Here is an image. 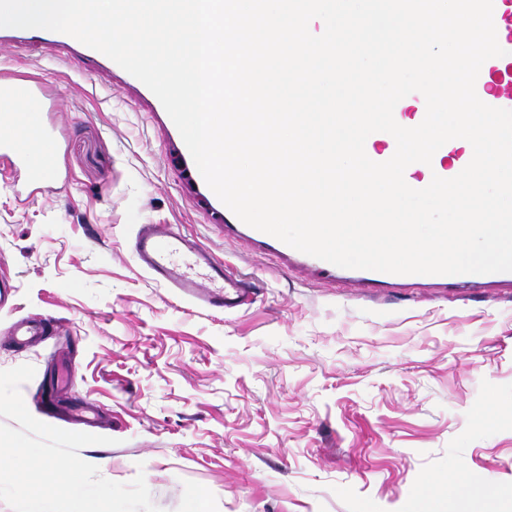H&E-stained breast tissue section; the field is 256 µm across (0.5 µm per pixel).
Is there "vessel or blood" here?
Wrapping results in <instances>:
<instances>
[{
    "instance_id": "vessel-or-blood-1",
    "label": "vessel or blood",
    "mask_w": 512,
    "mask_h": 512,
    "mask_svg": "<svg viewBox=\"0 0 512 512\" xmlns=\"http://www.w3.org/2000/svg\"><path fill=\"white\" fill-rule=\"evenodd\" d=\"M493 22L497 41L505 54L486 60L479 71L475 90L486 104L512 110V0H493ZM40 40L48 47L72 52L74 61L90 58L107 63L108 58L75 38L58 32L41 31ZM58 101L39 83L19 81L16 75L0 73V158L22 171L28 184L39 185L50 175L54 163L49 146L51 129L30 120V112L57 109ZM372 161H388L394 137L386 132L372 133ZM468 164L465 157L449 159L447 147H440L432 158L430 173L442 178L458 175ZM225 234L246 237L270 249L297 259L318 273L335 272V265L304 254L277 238L252 228L237 216H229ZM132 253L138 265L154 280L175 289L183 298L198 306L234 309L254 292L253 282L230 270L187 235L164 224L141 225L132 238ZM343 280L366 293L390 284L411 287L421 282L418 274H392L356 269L344 272ZM431 284L441 288H481L512 286V272L430 276ZM11 333L16 342L24 343L45 335L43 319L22 317L15 320Z\"/></svg>"
}]
</instances>
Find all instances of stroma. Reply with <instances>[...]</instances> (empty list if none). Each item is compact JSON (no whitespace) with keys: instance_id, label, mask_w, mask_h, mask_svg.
<instances>
[{"instance_id":"1","label":"stroma","mask_w":512,"mask_h":512,"mask_svg":"<svg viewBox=\"0 0 512 512\" xmlns=\"http://www.w3.org/2000/svg\"><path fill=\"white\" fill-rule=\"evenodd\" d=\"M64 99L56 167L40 191L0 162V370L36 419L51 355L70 358L68 395L94 403L102 477L144 476L160 512H512V288L360 294L224 233L182 137L121 71L52 57L22 30L0 70ZM173 224L258 290L239 309L194 308L136 264L139 225ZM55 328L16 346L12 322Z\"/></svg>"}]
</instances>
